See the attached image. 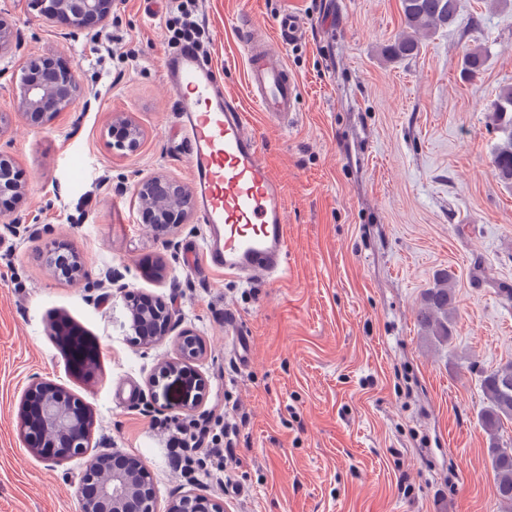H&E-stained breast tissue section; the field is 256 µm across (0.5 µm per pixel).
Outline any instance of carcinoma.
Masks as SVG:
<instances>
[{
  "instance_id": "obj_1",
  "label": "carcinoma",
  "mask_w": 512,
  "mask_h": 512,
  "mask_svg": "<svg viewBox=\"0 0 512 512\" xmlns=\"http://www.w3.org/2000/svg\"><path fill=\"white\" fill-rule=\"evenodd\" d=\"M457 0H400L403 30L384 49L396 62L416 57L425 39L453 25ZM488 55L477 47L468 50L462 62V77L474 78L484 69ZM489 123L500 133L492 150L491 170L502 183L512 186V88H503L492 101ZM456 311V290L452 274L437 276L426 289L417 311V322L438 343H452V319ZM484 405L478 421L488 437V457L498 500L505 512H512V438L504 439L505 424L512 423V361L481 373Z\"/></svg>"
}]
</instances>
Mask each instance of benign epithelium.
<instances>
[{
  "label": "benign epithelium",
  "instance_id": "7a95c632",
  "mask_svg": "<svg viewBox=\"0 0 512 512\" xmlns=\"http://www.w3.org/2000/svg\"><path fill=\"white\" fill-rule=\"evenodd\" d=\"M114 0H49L46 12L61 19L76 18L86 23L103 24L112 15ZM22 77L17 97V111L33 125L47 122L53 115L70 109L83 99L82 83L74 68H59L49 58L29 56L21 65ZM62 77L71 88V94L58 98L51 78ZM113 147L134 152L142 138L141 128L122 115L115 119ZM161 178L142 180L136 194L140 202V222L160 224L158 233L163 242L172 247L174 238L191 216L189 192L180 184L170 182L174 194L161 208L150 193V186L161 183ZM175 312L166 304L151 312L132 304L129 319L139 339L151 345L171 335ZM178 356L165 363L159 379L172 374L202 375L194 367L205 355L202 341L184 331L177 342ZM94 418L82 400L72 396L64 387L47 380L34 381L24 391L19 419L22 439L41 458L59 463L81 456L87 458L79 488L80 512H159L151 473L141 460L112 448L92 445ZM165 512H219L208 498L193 492L172 502Z\"/></svg>",
  "mask_w": 512,
  "mask_h": 512
}]
</instances>
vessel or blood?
Wrapping results in <instances>:
<instances>
[{
	"mask_svg": "<svg viewBox=\"0 0 512 512\" xmlns=\"http://www.w3.org/2000/svg\"><path fill=\"white\" fill-rule=\"evenodd\" d=\"M303 23L281 15L275 27L240 29L248 53L251 103L273 123L295 112L300 83L281 56L268 52L270 36L289 41ZM161 71L177 100L178 124L188 144L193 202L206 232L196 264L204 272L280 278L288 269L287 210L283 188L263 160L257 134L225 91L220 69L185 45L165 54Z\"/></svg>",
	"mask_w": 512,
	"mask_h": 512,
	"instance_id": "vessel-or-blood-1",
	"label": "vessel or blood"
}]
</instances>
